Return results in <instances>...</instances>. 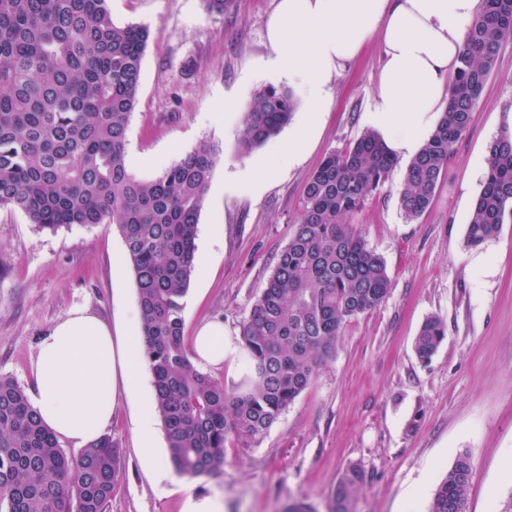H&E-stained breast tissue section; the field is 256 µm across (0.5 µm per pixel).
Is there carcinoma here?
Returning a JSON list of instances; mask_svg holds the SVG:
<instances>
[{
    "instance_id": "carcinoma-1",
    "label": "carcinoma",
    "mask_w": 512,
    "mask_h": 512,
    "mask_svg": "<svg viewBox=\"0 0 512 512\" xmlns=\"http://www.w3.org/2000/svg\"><path fill=\"white\" fill-rule=\"evenodd\" d=\"M150 30L118 24L109 0H0V208L56 232L117 225L133 269L154 407L168 458L187 479L224 467L234 439L259 442L335 356L342 329L388 298L392 281L353 218L397 165L371 130L326 155L308 177L287 247L240 325L246 373L235 391L195 367L183 336L184 300L196 270V228L220 150L203 141L151 180L126 162ZM512 38V0H483L471 23L445 112L407 165L401 208L408 220L430 205L453 145ZM297 100L268 85L244 112L239 155L265 145L290 122ZM512 222V127L488 147L486 173L465 242L479 247ZM446 335L431 316L414 340L426 363ZM121 469L101 436L67 455L26 392L0 376V512H106ZM468 453L438 484L429 512H466ZM364 471L342 473L330 512H353Z\"/></svg>"
}]
</instances>
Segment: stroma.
I'll use <instances>...</instances> for the list:
<instances>
[{
	"instance_id": "1",
	"label": "stroma",
	"mask_w": 512,
	"mask_h": 512,
	"mask_svg": "<svg viewBox=\"0 0 512 512\" xmlns=\"http://www.w3.org/2000/svg\"><path fill=\"white\" fill-rule=\"evenodd\" d=\"M280 0H234L212 15L203 0H110L120 24L143 23L152 37L141 67L138 105L126 145L129 169L150 179L201 141L221 152L197 227L198 263L185 298L184 337L220 320L235 337L287 246L309 174L330 151L367 130L365 111L382 62L377 41L331 79L332 102L293 167L268 147L236 151L239 115L266 82L268 29ZM512 105V40L502 48L467 133L453 146L429 208L407 220L400 206L405 162L355 216L392 280L388 299L351 320L335 356L257 444L229 440L213 476L158 484L143 462L134 424L153 403L151 376L139 397H120L107 433L123 468L107 512H182L187 495L220 496L224 512H285L303 503L328 512L350 464L366 475L355 512H429L435 489L459 453L472 476L467 512H499L512 496L502 462L512 453V223L498 238L467 247L466 227L485 176L489 143ZM264 162L256 195L226 191L229 175ZM133 271L116 225L37 229L0 208V376L33 388L38 343L83 308L107 323L136 309ZM431 316L447 324L437 353L421 362L414 338Z\"/></svg>"
}]
</instances>
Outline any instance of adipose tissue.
I'll use <instances>...</instances> for the list:
<instances>
[{"label":"adipose tissue","mask_w":512,"mask_h":512,"mask_svg":"<svg viewBox=\"0 0 512 512\" xmlns=\"http://www.w3.org/2000/svg\"><path fill=\"white\" fill-rule=\"evenodd\" d=\"M480 5L481 0H281L269 28L270 64L296 89L305 112L281 153L291 162L305 153L322 122L330 79L375 38L382 65L366 121L393 156L412 160L441 118ZM142 343L136 311L119 329L74 309L42 337L31 403L58 440L83 448L105 433L120 395L140 385ZM193 350L198 365L223 369L233 350L223 322L202 323ZM136 432L144 461L160 480H171L156 446L153 409L140 414Z\"/></svg>","instance_id":"obj_1"}]
</instances>
